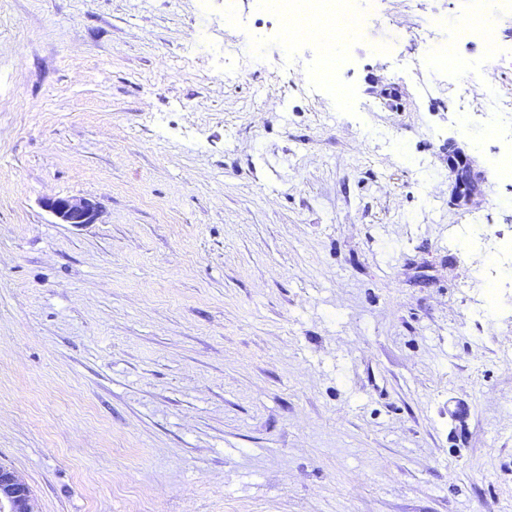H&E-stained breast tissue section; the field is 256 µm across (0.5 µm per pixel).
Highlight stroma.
I'll return each mask as SVG.
<instances>
[{"label": "stroma", "mask_w": 512, "mask_h": 512, "mask_svg": "<svg viewBox=\"0 0 512 512\" xmlns=\"http://www.w3.org/2000/svg\"><path fill=\"white\" fill-rule=\"evenodd\" d=\"M377 6L345 105L255 0H0V466L38 512H512V284L476 314L512 179L456 112L512 57L431 84L414 31L482 0ZM45 207L62 224H92L98 213L95 203L82 198L55 197L48 199L45 202Z\"/></svg>", "instance_id": "stroma-1"}]
</instances>
